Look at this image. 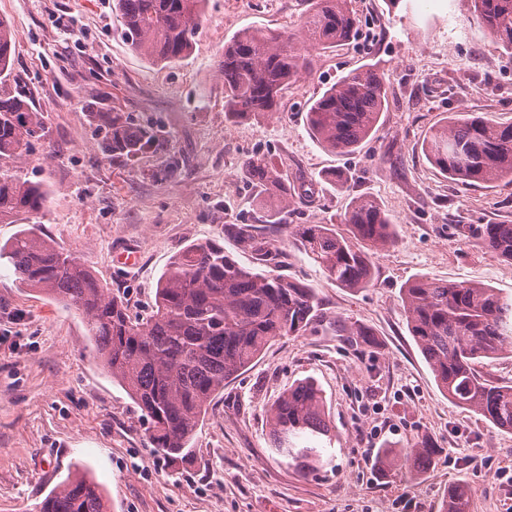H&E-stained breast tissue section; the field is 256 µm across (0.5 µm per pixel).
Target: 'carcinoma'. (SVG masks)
Returning a JSON list of instances; mask_svg holds the SVG:
<instances>
[{
    "instance_id": "obj_1",
    "label": "carcinoma",
    "mask_w": 512,
    "mask_h": 512,
    "mask_svg": "<svg viewBox=\"0 0 512 512\" xmlns=\"http://www.w3.org/2000/svg\"><path fill=\"white\" fill-rule=\"evenodd\" d=\"M206 0H115L130 48L150 62L176 63L192 49ZM301 26L303 45L294 33L267 28L245 30L224 45L217 69L224 79V112L241 117L271 112L285 89L313 66L308 48L326 50L348 41L356 19L350 0H307ZM477 20L512 54V0H472ZM14 33L0 19V224L42 215L48 196L39 182L22 176L18 163L42 128L21 93L6 88ZM388 84L371 67L350 71L313 101L307 111L312 134L327 149L353 153L376 129L385 110ZM105 155L125 162L156 148L160 130L131 127L116 112H96ZM429 162L462 185L512 182V122L471 112H455L424 140ZM250 181L274 188L281 211L268 219L282 223L295 184L264 157L245 163ZM341 223L351 236L329 224H297L292 234L326 277L342 288H366L372 277L371 250L395 242L394 223L368 197L352 199ZM485 250L512 260V224L468 225ZM236 234L257 263L276 266L278 253L253 226ZM0 259L24 288L79 311L103 367L129 393L148 424L153 447L171 463L187 458L200 420L224 381L251 365L270 342L301 336L319 316L316 292L279 275L241 266L224 247L192 244L174 256L161 276L151 313L132 318L124 299L104 287L76 253L31 229L0 245ZM401 306L411 336L448 399L512 430V386L487 383L475 365L501 355L512 339V298L496 289L464 282L416 279L402 289ZM272 448L306 467L321 460L319 443L331 438L322 389L304 379L285 391L269 411ZM428 440L397 459L415 470L431 463ZM444 512H469L464 491L449 493ZM40 512H106L97 483L80 474L62 481L42 502Z\"/></svg>"
}]
</instances>
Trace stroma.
<instances>
[{"label": "stroma", "instance_id": "35a3bbf8", "mask_svg": "<svg viewBox=\"0 0 512 512\" xmlns=\"http://www.w3.org/2000/svg\"><path fill=\"white\" fill-rule=\"evenodd\" d=\"M354 36L321 51L285 90L278 111L226 117L216 62L256 27L298 32L306 0H206L190 55L163 66L133 52L113 0H0L15 32L8 84L44 128L21 164L48 202L35 231L76 252L133 317L144 318L172 258L214 241L244 267L251 249L231 232L255 225L279 249L277 274L315 289L321 319L271 342L228 379L199 423L189 462L155 453L135 401L96 358L74 309L18 285L0 260V512H39L76 466L102 485L108 512H443L462 487L470 512H512V431L451 402L411 336L401 290L415 279L469 282L512 296V261L462 235L465 224H512V183L465 186L426 159L429 129L457 111L512 121V54L479 26L470 0H351ZM389 83L375 132L356 152L323 147L306 124L310 102L349 71ZM165 133L163 151L125 165L105 157L92 112ZM272 160L304 184L285 223L269 224L274 193L248 180L245 161ZM178 171L157 172L166 160ZM374 199L396 241L375 250L372 284L331 282L291 235L332 224L352 198ZM133 248L135 266L115 254ZM372 334L353 346L337 323ZM317 382L334 438L316 467L271 448L268 411L299 380ZM428 439L422 472L395 458Z\"/></svg>", "mask_w": 512, "mask_h": 512}]
</instances>
